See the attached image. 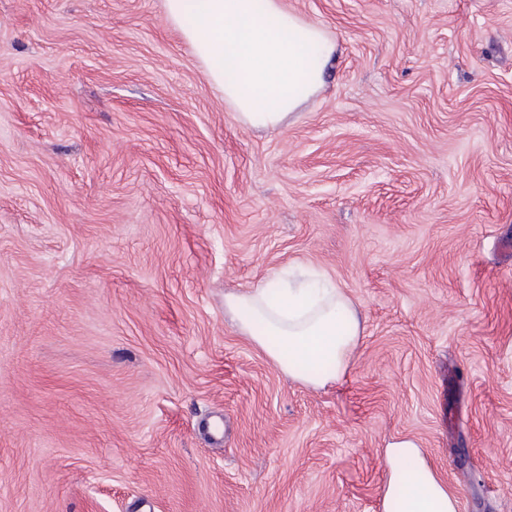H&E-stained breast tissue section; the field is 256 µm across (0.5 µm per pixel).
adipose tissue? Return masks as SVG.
Segmentation results:
<instances>
[{"label":"adipose tissue","mask_w":512,"mask_h":512,"mask_svg":"<svg viewBox=\"0 0 512 512\" xmlns=\"http://www.w3.org/2000/svg\"><path fill=\"white\" fill-rule=\"evenodd\" d=\"M164 3L168 21L242 124L278 128L319 91L335 43L320 26L286 11L282 0ZM224 307L282 372L314 389L342 378L360 342L356 306L320 273L228 294ZM385 458L383 512H458L456 496L413 441L390 443Z\"/></svg>","instance_id":"obj_1"}]
</instances>
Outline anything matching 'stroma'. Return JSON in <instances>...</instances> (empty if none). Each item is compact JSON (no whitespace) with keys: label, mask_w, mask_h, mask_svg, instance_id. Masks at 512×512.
Segmentation results:
<instances>
[{"label":"stroma","mask_w":512,"mask_h":512,"mask_svg":"<svg viewBox=\"0 0 512 512\" xmlns=\"http://www.w3.org/2000/svg\"><path fill=\"white\" fill-rule=\"evenodd\" d=\"M283 3L336 56L265 129L163 0H0V512H381L398 439L512 512V0ZM292 267L323 389L224 308ZM271 288L279 291L272 295ZM224 307L282 372L313 389L338 382L360 342L358 309L320 273L228 294ZM308 362H325L327 368L311 371Z\"/></svg>","instance_id":"stroma-1"}]
</instances>
